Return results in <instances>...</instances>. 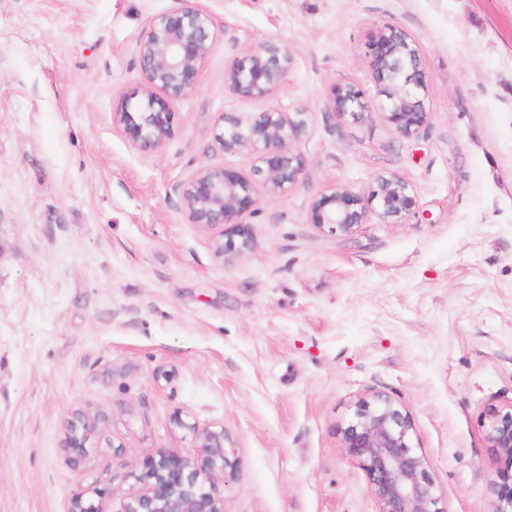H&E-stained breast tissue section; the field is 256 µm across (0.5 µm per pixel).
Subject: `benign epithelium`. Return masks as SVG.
Here are the masks:
<instances>
[{
	"mask_svg": "<svg viewBox=\"0 0 512 512\" xmlns=\"http://www.w3.org/2000/svg\"><path fill=\"white\" fill-rule=\"evenodd\" d=\"M218 46L209 13L190 0L154 17L137 41L136 52L146 83L120 96L112 123L136 147L156 149L170 135L171 104L190 96L198 73ZM291 56L284 45L265 41L248 46L244 56L224 75L227 88L244 98H266L285 82ZM372 70L385 85L384 116L396 131L410 137L426 125L429 91L421 68L418 41L404 29L385 24L375 42ZM333 114L359 120L370 113L363 93L349 81L334 84ZM308 113L272 108L263 112L226 113L217 139L224 149L255 154L254 174L271 196L297 186L304 175L303 157L290 142L306 132ZM368 201L334 187L315 199L308 221L319 230L349 236L362 224H404L417 207L413 185L390 172L376 180ZM254 182L220 167L204 166L181 185L183 207L191 223L218 230L214 255L226 264L244 256L253 236L243 229L225 235L224 225L254 206ZM94 419L76 410L66 422L69 452L79 454ZM175 426L196 435L193 455L161 450L135 474L138 491L123 500L120 512H226L224 475L234 466L224 446V430L203 429L173 418ZM415 423L410 412L391 396L376 393L360 400L353 419L339 429L343 454L367 472L378 512H445L429 471L414 445ZM486 437L496 449V480L491 512H512V408L495 414Z\"/></svg>",
	"mask_w": 512,
	"mask_h": 512,
	"instance_id": "obj_1",
	"label": "benign epithelium"
}]
</instances>
